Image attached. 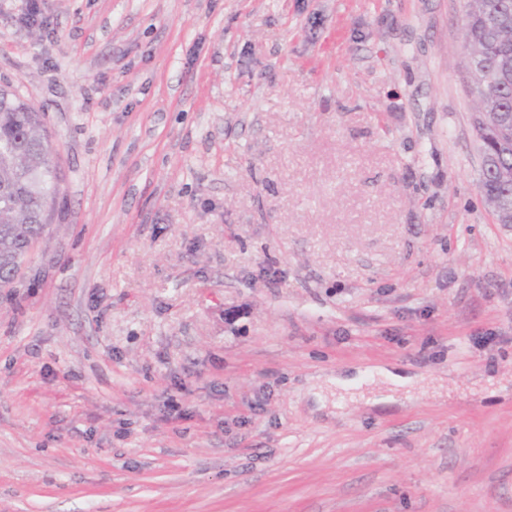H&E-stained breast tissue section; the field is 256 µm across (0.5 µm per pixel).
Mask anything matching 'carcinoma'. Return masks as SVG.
<instances>
[{
    "label": "carcinoma",
    "instance_id": "carcinoma-1",
    "mask_svg": "<svg viewBox=\"0 0 512 512\" xmlns=\"http://www.w3.org/2000/svg\"><path fill=\"white\" fill-rule=\"evenodd\" d=\"M466 29L480 63L493 75L499 65H512V0H467ZM482 108L493 103L512 113V85L477 86ZM486 150L512 171V125L505 133L484 136ZM61 176L53 160L49 133L40 112L7 85L0 86V284H9L42 238L60 190ZM482 194L503 199L512 210V182L480 179Z\"/></svg>",
    "mask_w": 512,
    "mask_h": 512
}]
</instances>
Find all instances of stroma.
I'll list each match as a JSON object with an SVG mask.
<instances>
[{"label": "stroma", "instance_id": "1", "mask_svg": "<svg viewBox=\"0 0 512 512\" xmlns=\"http://www.w3.org/2000/svg\"><path fill=\"white\" fill-rule=\"evenodd\" d=\"M40 8L0 0L64 175L0 287V512H512L465 0Z\"/></svg>", "mask_w": 512, "mask_h": 512}]
</instances>
